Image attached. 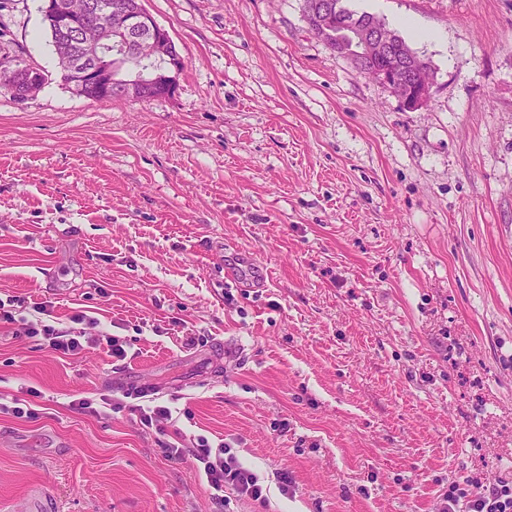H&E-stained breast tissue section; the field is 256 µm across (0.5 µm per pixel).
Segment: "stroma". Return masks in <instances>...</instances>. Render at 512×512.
Masks as SVG:
<instances>
[{"label": "stroma", "instance_id": "obj_1", "mask_svg": "<svg viewBox=\"0 0 512 512\" xmlns=\"http://www.w3.org/2000/svg\"><path fill=\"white\" fill-rule=\"evenodd\" d=\"M143 3L177 90L99 102L62 82L42 0H0V42L48 76L0 86V299L127 352L0 323V403L41 393L0 413V512H215L165 453L200 435L263 478V512H438L450 481H512V0H343L429 64L414 109L304 0ZM247 253L267 287L226 285ZM136 391L165 431L116 411ZM74 329L70 328L62 331L56 329L53 325L43 324L40 328L31 326L27 332L30 336H42L51 351L63 356L80 354L85 347L82 342L84 340L87 344L102 347L113 359L123 360L126 358V350L120 340L112 334L98 331L96 336L91 339L88 338V341H86V332Z\"/></svg>", "mask_w": 512, "mask_h": 512}]
</instances>
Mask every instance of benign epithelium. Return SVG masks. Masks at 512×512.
<instances>
[{"label":"benign epithelium","mask_w":512,"mask_h":512,"mask_svg":"<svg viewBox=\"0 0 512 512\" xmlns=\"http://www.w3.org/2000/svg\"><path fill=\"white\" fill-rule=\"evenodd\" d=\"M44 17L50 27L62 32L79 29L78 19L95 26L96 37L76 43L78 51L63 58L62 69L68 77L69 87L82 93L93 87L107 100L112 97V45L127 55L137 54L138 46L148 42L153 56L168 62L166 82L157 96L173 94L177 76L184 68V60L177 52L168 33L154 25L152 17L143 11L133 15L110 0H91L88 11L76 7L71 0H44ZM342 10L338 0H323L316 18L319 30L329 31L328 24ZM346 41L336 44L335 52L358 58L360 61L378 60L374 79L390 89L403 104L414 109L430 99L431 78L418 75V63L406 58L398 47L395 35L375 22L344 20ZM23 86L31 97L43 86L32 72V66L16 59L0 61V84Z\"/></svg>","instance_id":"obj_1"}]
</instances>
